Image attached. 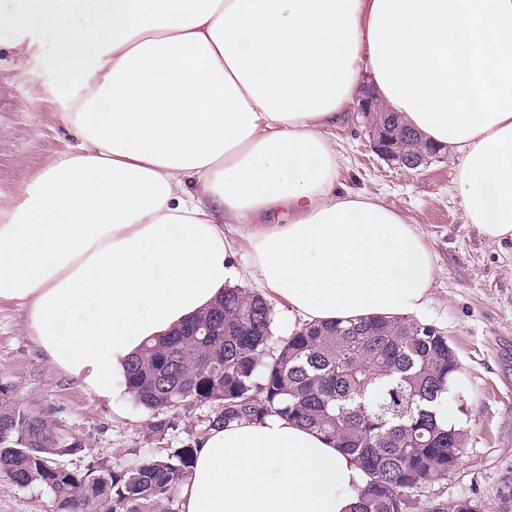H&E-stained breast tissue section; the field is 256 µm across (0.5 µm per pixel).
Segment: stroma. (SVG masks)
<instances>
[{"mask_svg":"<svg viewBox=\"0 0 512 512\" xmlns=\"http://www.w3.org/2000/svg\"><path fill=\"white\" fill-rule=\"evenodd\" d=\"M81 78L53 69L42 58L17 56L0 45V195L16 194L54 156L77 139L62 121L61 86ZM342 181L382 197L414 224L429 244L435 266L424 323L445 332L461 364L449 401L464 443L433 499L472 500L479 512H512V241L484 238L469 224L457 190L460 161L450 150L415 170L381 159L358 113L340 133ZM25 313L0 303V393L13 405L35 409L84 450L66 457L81 469L90 461L121 463L162 456L203 433L211 415L199 407L180 416L165 435L149 431L148 413L129 397H98L51 365L24 328ZM0 512H56L48 492L0 479Z\"/></svg>","mask_w":512,"mask_h":512,"instance_id":"stroma-1","label":"stroma"}]
</instances>
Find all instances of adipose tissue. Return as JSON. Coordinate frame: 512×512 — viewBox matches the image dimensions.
I'll return each instance as SVG.
<instances>
[{"label": "adipose tissue", "instance_id": "adipose-tissue-1", "mask_svg": "<svg viewBox=\"0 0 512 512\" xmlns=\"http://www.w3.org/2000/svg\"><path fill=\"white\" fill-rule=\"evenodd\" d=\"M17 55L84 77L78 143L0 200V302L97 396L243 271L306 323L421 317L418 229L340 190L361 80L461 156L469 223L512 239V0H21ZM353 455L272 416L201 437L180 512H355Z\"/></svg>", "mask_w": 512, "mask_h": 512}]
</instances>
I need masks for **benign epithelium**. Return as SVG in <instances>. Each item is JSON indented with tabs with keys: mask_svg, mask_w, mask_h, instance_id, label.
<instances>
[{
	"mask_svg": "<svg viewBox=\"0 0 512 512\" xmlns=\"http://www.w3.org/2000/svg\"><path fill=\"white\" fill-rule=\"evenodd\" d=\"M356 110L369 125L375 153L385 161L399 168L409 165L416 169L429 159L437 157V151L433 148L425 150L421 144L412 147L401 143L402 125L384 124L389 111L379 106L372 90L363 91L362 96L358 98Z\"/></svg>",
	"mask_w": 512,
	"mask_h": 512,
	"instance_id": "1",
	"label": "benign epithelium"
}]
</instances>
